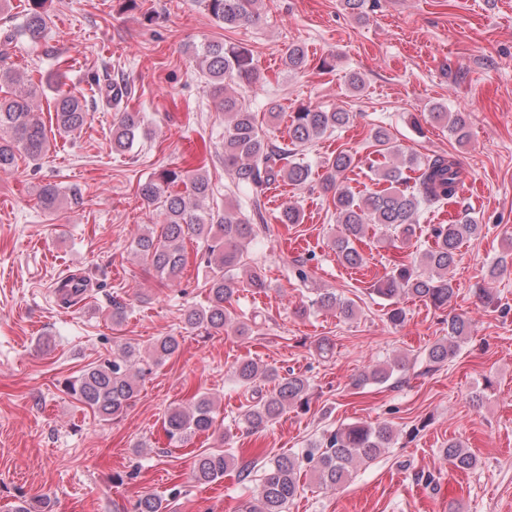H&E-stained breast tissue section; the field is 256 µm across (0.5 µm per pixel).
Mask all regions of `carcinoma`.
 <instances>
[{
    "label": "carcinoma",
    "mask_w": 512,
    "mask_h": 512,
    "mask_svg": "<svg viewBox=\"0 0 512 512\" xmlns=\"http://www.w3.org/2000/svg\"><path fill=\"white\" fill-rule=\"evenodd\" d=\"M205 10L226 29L254 26L262 20L264 0H202ZM46 0H27L22 32L31 39L44 36L48 15ZM195 61L204 78V89L217 109L224 113V169L231 172L236 189H257L276 182L306 187L311 183V167L299 155L317 141L348 125L351 115L341 110L327 111L302 105L290 115L288 139L279 142L266 137L256 125L254 113L238 88L260 83L261 76L251 50L241 42L213 41L195 51ZM307 65L303 46L288 47L284 66L297 72ZM63 74L49 73L44 82L33 85L20 73L0 68V170L15 165L25 155L32 160L43 156L50 139L40 113L33 101L51 90L55 129L69 134L83 129L90 119V109L97 98L120 103L127 88L120 80L91 78L98 95L88 96L62 89ZM432 122L448 128L456 140L469 138L468 124L461 112H450L443 105L430 109ZM143 117L138 112L124 111L112 124V150L124 152L132 148L142 130ZM378 158H366L368 169L384 188L357 199L341 187L340 179L351 168L354 159L346 150L332 156L321 180L324 194L331 196L338 233L330 245L347 266L359 269L366 264L355 242L373 228L386 229L401 240H409L417 230L421 207L441 205L458 196L463 173L450 156L436 154L424 159L405 156L390 130L379 127L372 135ZM188 180L186 193L169 192V187ZM143 204L159 209L160 229L149 228L136 241V254L149 264L160 278L174 284L185 265L184 241L193 236L207 241L204 263L208 268L207 305L185 313L184 323L194 330L231 327L239 336H247L257 327V315L239 316L232 309V298L241 284L266 289L269 284L261 269L244 259L247 245L256 234L255 221L262 218V204L251 199V213L239 206H226L224 212L206 206L213 194L212 183L204 172L183 176L181 172L164 169L138 184ZM64 194L53 183L41 185L37 191L38 206L46 212L57 211ZM483 225L467 217L455 224H437L432 229L433 245L416 259L396 264L373 284V292L388 301V322L399 326L405 321L400 299L409 295L435 308L448 305L455 294L449 276L455 267L464 241L478 237ZM311 306L335 311L352 319L354 304L341 295L322 288L314 289ZM470 336V323L462 316L448 319V335L436 341L427 351L428 370H435L456 357L461 344ZM180 350L179 337H157L149 359L126 344L112 357L94 363L66 382V388L82 406L103 420L126 411L138 392L139 379L145 366H158ZM408 361L396 357L365 370L355 385L384 384L396 372L406 369ZM233 378L241 387L254 389L263 382L273 383L269 393L257 397L238 417V427L257 431L279 419L292 407L308 404L309 380L300 374L280 375L273 366L243 360L234 367ZM213 400L201 395L187 408H172L165 414L164 429L170 445L180 447L191 437L210 431L215 426ZM398 431L388 423L374 426L361 422L342 424L300 454L282 453L266 462L259 489L249 512H288V505L299 492L301 472L308 467L318 483L334 487L351 475L357 466L371 462L393 447ZM443 455L456 469L467 471L476 467L477 457L457 440H450ZM232 456L222 450L202 453L194 463V477L205 483L224 478ZM161 500L153 494L141 496L135 512H161Z\"/></svg>",
    "instance_id": "carcinoma-1"
}]
</instances>
